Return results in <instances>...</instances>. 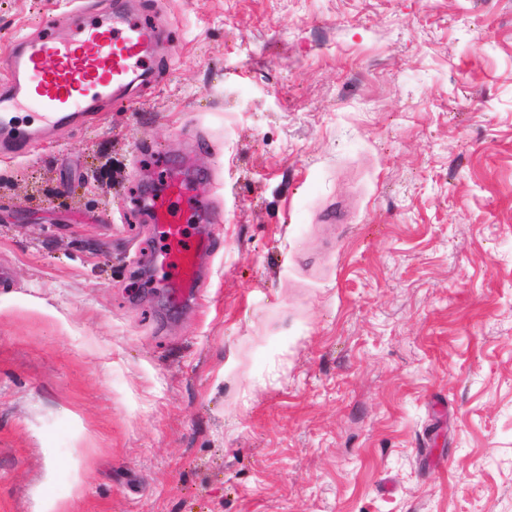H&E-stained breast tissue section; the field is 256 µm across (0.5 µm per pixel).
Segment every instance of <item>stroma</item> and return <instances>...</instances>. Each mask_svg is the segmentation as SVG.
Instances as JSON below:
<instances>
[{"instance_id": "35a3bbf8", "label": "stroma", "mask_w": 512, "mask_h": 512, "mask_svg": "<svg viewBox=\"0 0 512 512\" xmlns=\"http://www.w3.org/2000/svg\"><path fill=\"white\" fill-rule=\"evenodd\" d=\"M124 4L153 79L0 159V512H512V0ZM191 189L181 174L174 173L150 207L151 221L164 246L159 253L160 266L176 301L190 297L201 279L200 242L193 239L190 223L203 205Z\"/></svg>"}]
</instances>
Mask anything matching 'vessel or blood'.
Segmentation results:
<instances>
[{
	"label": "vessel or blood",
	"instance_id": "obj_1",
	"mask_svg": "<svg viewBox=\"0 0 512 512\" xmlns=\"http://www.w3.org/2000/svg\"><path fill=\"white\" fill-rule=\"evenodd\" d=\"M72 31L61 38L55 19L33 37L19 39L0 58V69L12 80L0 88V146L17 155L39 139L36 130L16 125L9 115L19 106L40 112L43 124H57L89 112V95L123 98L152 57L155 31L130 19L120 4L79 0L72 10ZM190 183L172 174L150 207L163 244L160 266L174 300L190 297L201 279L200 243L191 223L201 210Z\"/></svg>",
	"mask_w": 512,
	"mask_h": 512
}]
</instances>
